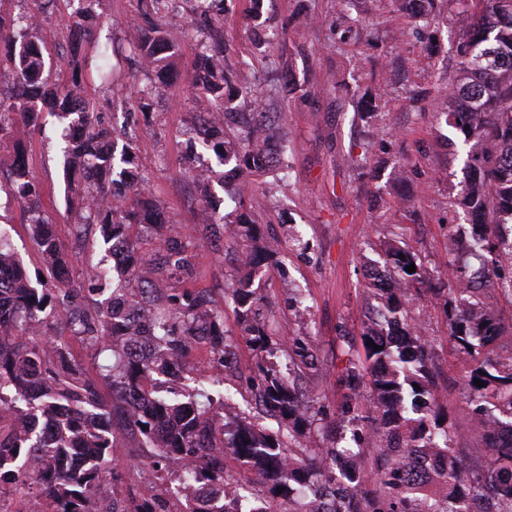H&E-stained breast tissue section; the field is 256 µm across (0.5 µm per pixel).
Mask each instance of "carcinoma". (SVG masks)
<instances>
[{
    "label": "carcinoma",
    "mask_w": 512,
    "mask_h": 512,
    "mask_svg": "<svg viewBox=\"0 0 512 512\" xmlns=\"http://www.w3.org/2000/svg\"><path fill=\"white\" fill-rule=\"evenodd\" d=\"M139 25L143 38L133 56L138 70L149 76L165 71L177 38L158 20L193 0H142ZM474 21L460 50L456 80L441 96L437 112L456 128L464 143L480 151L471 155L461 204L482 221L472 228L466 254L486 252L481 273L488 274L500 259H512V240L490 239L491 226L512 224V0H453ZM57 0H31V7L6 23L0 18V63L9 66L13 83L0 90V147L10 143L15 121L37 128L43 109L56 113L67 126L85 133L67 141L65 168L81 194L75 226H95L112 253L114 244L127 246L125 266H99L84 280L67 273L66 251L54 225L36 208L37 187L22 148L15 144L12 198L29 213L30 234L41 256L43 271L57 282L42 288L14 255L0 233V486L9 484L16 503L38 497L49 512H99L97 495L112 488L107 506L112 512H461L454 488L462 470L441 473L448 496L423 501L406 489V476L428 454L451 456L448 430L439 416L424 412L422 401L431 395L430 345L408 319L404 290L423 279L418 256L407 246L389 243L385 267L390 288L381 289L379 319L368 326L362 341L365 358L347 374L348 394L340 406L341 421L353 439H360L362 423L379 421L382 447L376 449L380 466L365 474L351 471L350 448H314L297 434L311 425V406L266 356L275 355L273 340L284 345L288 362L309 364V351L299 338L274 336L263 312L260 295L262 268L277 254L276 241L252 233V222L236 212L234 222L251 241L244 269L231 284L237 317L247 343L259 354L251 388L257 390L266 412L278 419L277 428L263 426L257 416L213 411L211 394L184 389L172 398L162 395L158 377L171 381L180 372L195 370L189 356L200 344L214 355L213 366L228 368L234 352L226 343L224 312L214 308L202 292H177L169 282L192 273L194 255L185 235L163 227L156 205L142 186L136 164L137 143L132 132L119 143L101 116L90 109L81 88L79 43L98 24L100 14L91 6L74 12L70 24L72 49L67 62L72 79L55 83L42 78L46 67L36 37L39 24ZM234 73L224 67V41L209 31L192 77L198 100L204 103L199 142L212 147L219 164L226 166L220 187L228 193L261 173H273L284 164L281 153L264 146L277 130L262 98L246 96L249 112H233L239 89ZM241 129L227 138L224 127ZM207 206L202 227L218 224L210 173L191 170ZM140 224L158 234L159 256L145 263L130 237ZM415 265L409 273L406 267ZM477 283L459 276L449 289L445 312L449 339L457 350L474 357L476 349L500 335L497 312L471 301ZM78 339L97 361L98 377L78 362L67 342L54 333L58 324ZM380 350H374V346ZM370 376L371 398L361 407L364 375ZM470 379L478 402L474 422L489 439L487 474L473 479L479 498L495 501L492 509L477 512H512V442L494 440L497 428L512 429V357L475 362ZM112 388L106 395L101 385ZM131 440L130 462L119 465L115 418ZM248 465L260 477L262 490L253 494L248 508L216 506L231 484L229 461ZM157 481L176 484V494L126 496L127 485ZM288 504L273 505L275 499Z\"/></svg>",
    "instance_id": "1"
}]
</instances>
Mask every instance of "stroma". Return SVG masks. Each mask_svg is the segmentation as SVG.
Returning a JSON list of instances; mask_svg holds the SVG:
<instances>
[{
  "instance_id": "obj_1",
  "label": "stroma",
  "mask_w": 512,
  "mask_h": 512,
  "mask_svg": "<svg viewBox=\"0 0 512 512\" xmlns=\"http://www.w3.org/2000/svg\"><path fill=\"white\" fill-rule=\"evenodd\" d=\"M75 0H58L42 16L38 35L52 64L51 78L67 82V35ZM276 18L270 49H256L249 26L254 11ZM337 0H224L218 25L224 35V63L243 73L254 95L265 98L286 135L288 169L282 179L255 177L243 203L261 236L278 237V260L266 265L262 293L271 320L308 342L314 365L292 370L289 378L306 391L314 408L316 437L324 448L353 447L351 432L338 429L337 412L346 394L344 371L362 355V334L376 306L371 269L383 268L385 244L409 246L421 259L427 288L412 289L409 313L430 342L437 386L434 401L448 429L457 463L468 474L484 473L489 443L473 423L469 397L472 359L449 339L445 313L448 275L457 256L453 238H469L471 218L460 205L470 148L462 135L436 113L435 98L453 83L459 52L471 26L470 14L448 0H435L432 13L413 21L396 0H355L349 27L336 25ZM103 17L80 52L95 57L113 42L110 62L118 78L112 86L86 72V97L114 130L137 136V154L147 194L166 224L189 234L194 271L182 288L206 293L224 311V329L236 344L233 374L210 393H223L238 410L251 414L255 402L238 379L249 376L256 353L246 342L227 296L243 267L245 242L225 223L218 244L196 236L202 202L185 159L215 166L212 151L191 148L201 115L191 85L200 36L189 15H170L165 24L181 32L172 66L156 80L150 116L137 109L141 86L130 65L139 39L137 0H104ZM384 88L373 102L370 90ZM375 118H365L367 109ZM41 129L16 125L13 140L25 154L37 184L38 205L57 226L73 278L84 277L104 256L95 231L76 239L68 211L75 200L67 190L60 151L63 126L43 114ZM12 150L0 153V226L29 271L41 268L27 216L10 203L7 182ZM512 279V261L501 260L496 282L479 294L495 309L505 329L482 355H512V299L501 282Z\"/></svg>"
}]
</instances>
